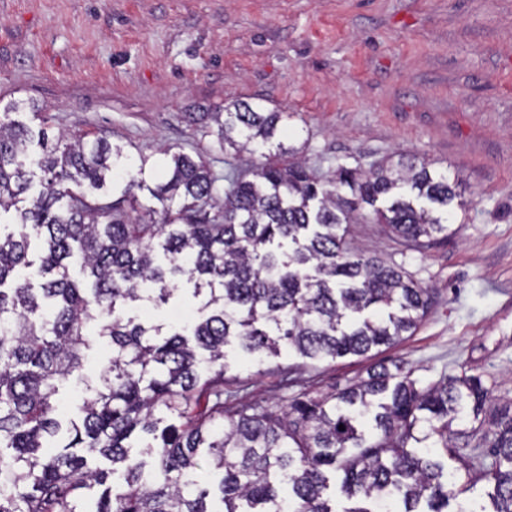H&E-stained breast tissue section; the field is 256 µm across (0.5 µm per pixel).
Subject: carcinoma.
Segmentation results:
<instances>
[{
	"mask_svg": "<svg viewBox=\"0 0 512 512\" xmlns=\"http://www.w3.org/2000/svg\"><path fill=\"white\" fill-rule=\"evenodd\" d=\"M26 107L47 123L33 101L0 119V217L15 211L0 231V512H83L88 495L93 512H512V401L478 377L422 388L381 364L286 407L224 402L229 346L259 358L286 346L313 365L412 335L432 289L351 247L349 225L382 224L423 250L457 233L458 178L405 155L321 176L279 140L290 113L244 99L186 113L224 153L262 158L222 174L199 153L167 147L133 165L104 136L51 139L9 119ZM148 169L159 211L137 207ZM119 173L118 197L92 195ZM181 279L203 300L193 327L120 314L168 302ZM95 336L108 365L64 425L57 395L83 380ZM469 417L488 466L458 443L467 431L453 423ZM450 459L492 485V510L459 501Z\"/></svg>",
	"mask_w": 512,
	"mask_h": 512,
	"instance_id": "1",
	"label": "carcinoma"
}]
</instances>
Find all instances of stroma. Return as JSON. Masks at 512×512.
I'll return each mask as SVG.
<instances>
[{
    "label": "stroma",
    "mask_w": 512,
    "mask_h": 512,
    "mask_svg": "<svg viewBox=\"0 0 512 512\" xmlns=\"http://www.w3.org/2000/svg\"><path fill=\"white\" fill-rule=\"evenodd\" d=\"M244 98L291 112L284 144L319 172L409 154L460 173L458 232L403 251L377 224L353 245L394 259L437 299L418 330L375 360L344 357L301 369L232 351L237 401L287 404L344 388L373 362L400 363L429 384L481 377L512 400V0H0V111L14 100L51 110V132H99L131 162L162 145L224 153L187 113ZM190 284L128 314L190 323Z\"/></svg>",
    "instance_id": "35a3bbf8"
}]
</instances>
